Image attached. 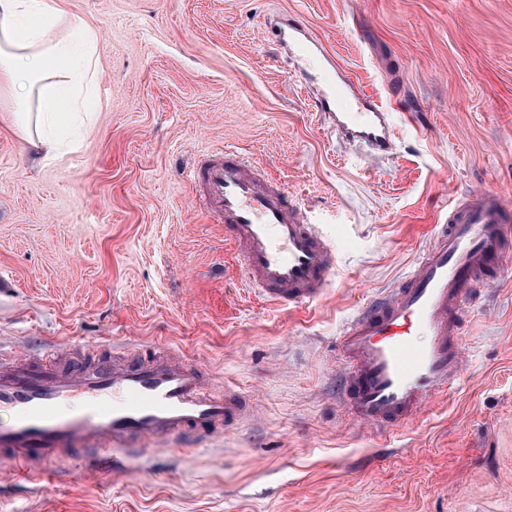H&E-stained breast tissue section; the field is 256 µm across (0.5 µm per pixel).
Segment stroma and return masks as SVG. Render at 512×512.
Wrapping results in <instances>:
<instances>
[{
    "mask_svg": "<svg viewBox=\"0 0 512 512\" xmlns=\"http://www.w3.org/2000/svg\"><path fill=\"white\" fill-rule=\"evenodd\" d=\"M99 35L80 148L33 163L0 104V344L108 360L167 350L255 417L45 486L0 459V512H512V253L464 318L466 370L380 437L336 401V339L394 286L458 196L512 203V0H61ZM298 18L395 132L357 151L272 41ZM231 146L336 244L331 286L277 309L245 288L184 173Z\"/></svg>",
    "mask_w": 512,
    "mask_h": 512,
    "instance_id": "obj_1",
    "label": "stroma"
}]
</instances>
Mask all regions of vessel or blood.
<instances>
[{
    "mask_svg": "<svg viewBox=\"0 0 512 512\" xmlns=\"http://www.w3.org/2000/svg\"><path fill=\"white\" fill-rule=\"evenodd\" d=\"M281 46L309 48L318 40L299 20L270 25ZM314 106L335 111L341 88L336 65L319 74ZM353 111L336 128L350 145L383 153L392 144L388 114L354 93ZM197 204L223 224L238 248L246 283L275 306L319 300L330 282L334 247L280 183L264 178L231 147L191 167ZM502 196L483 191L456 200L432 242L397 288L364 305L342 328L337 350L345 374L341 402L363 424L402 427L463 378L461 320L478 288L500 277L504 242L512 235ZM0 456L19 478L38 483L60 461L95 457L111 468L112 450L180 434L221 432L254 414L232 394H215L206 380L172 354L134 355L63 370L55 359L0 357Z\"/></svg>",
    "mask_w": 512,
    "mask_h": 512,
    "instance_id": "vessel-or-blood-1",
    "label": "vessel or blood"
}]
</instances>
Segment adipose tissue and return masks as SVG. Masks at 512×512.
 <instances>
[{
  "mask_svg": "<svg viewBox=\"0 0 512 512\" xmlns=\"http://www.w3.org/2000/svg\"><path fill=\"white\" fill-rule=\"evenodd\" d=\"M99 38L59 0H0V97L42 159L56 158L67 126L96 110Z\"/></svg>",
  "mask_w": 512,
  "mask_h": 512,
  "instance_id": "ef3b65f1",
  "label": "adipose tissue"
}]
</instances>
